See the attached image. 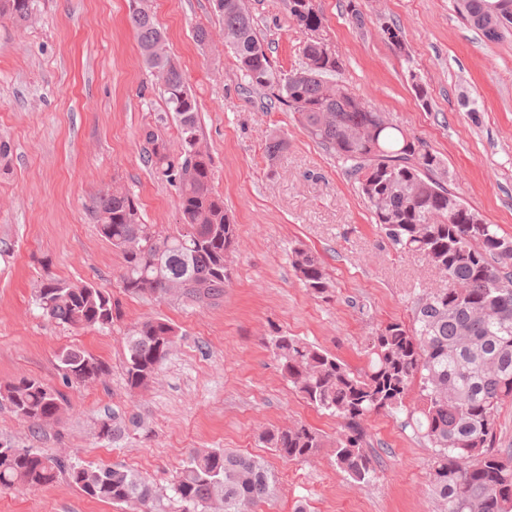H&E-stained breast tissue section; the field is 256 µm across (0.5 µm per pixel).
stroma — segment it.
Returning <instances> with one entry per match:
<instances>
[{
    "mask_svg": "<svg viewBox=\"0 0 512 512\" xmlns=\"http://www.w3.org/2000/svg\"><path fill=\"white\" fill-rule=\"evenodd\" d=\"M162 28L199 105L213 157L212 186L235 218L237 249L224 296L208 305L124 295L121 254L98 232L100 191L119 184L137 197L159 234L177 222V192L144 161L147 127L170 147L174 115L146 69L129 24V0H37L34 20L0 19V138L11 154L0 173V386L22 375L61 389L59 420L32 432L0 408V440L21 448L138 472L157 491L156 512H178L173 477L187 453L230 448L263 459L274 497L251 512H436L434 454L405 413L369 416L364 426L380 466L368 485L347 480L331 449L286 461L259 444L261 432L299 422L335 439L340 420L308 406L266 347L283 330L364 368L369 336L409 320L424 289L441 280L416 253H400L381 232L334 157L313 142L287 107L271 108L247 88L211 0H144ZM287 0H247L275 68L299 62L304 40ZM325 31L343 59L349 90L384 112L440 157L449 188L512 236V32L487 40L454 0H318ZM359 9L363 25L351 19ZM211 31L207 46L197 25ZM399 27L401 45L386 37ZM421 83L426 99L417 98ZM288 147L269 159L273 138ZM316 251L333 285L312 296L290 251ZM88 282L112 293L122 317L108 329L76 330L45 316L34 291L47 279ZM162 317L177 342L147 388L125 383V332ZM79 344L107 374L64 386L56 353ZM142 427L98 438L106 414ZM0 512H135L87 499L66 479L38 489H0Z\"/></svg>",
    "mask_w": 512,
    "mask_h": 512,
    "instance_id": "35a3bbf8",
    "label": "stroma"
}]
</instances>
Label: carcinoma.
Returning <instances> with one entry per match:
<instances>
[{
  "instance_id": "1",
  "label": "carcinoma",
  "mask_w": 512,
  "mask_h": 512,
  "mask_svg": "<svg viewBox=\"0 0 512 512\" xmlns=\"http://www.w3.org/2000/svg\"><path fill=\"white\" fill-rule=\"evenodd\" d=\"M224 23L239 70L248 85L288 107L308 137L336 158L386 237L404 252L425 255L448 282L416 301L411 323L390 320L369 338L362 371L327 350L278 330L268 346L282 377L310 406L343 422L332 443L336 469L367 485L377 473L364 421L380 412L407 411V423L433 448L429 482L440 512H512V454L495 448L497 416L512 401V237L501 235L482 214L446 186L441 159L426 142L390 123L384 113L331 76L343 63L329 49L318 0H288L292 20L306 34L300 62L276 71L269 47L257 32L245 0H212ZM456 11L494 41L512 28V0H455ZM35 0H0V17L25 25ZM129 21L144 64L164 75L160 94L176 121L179 151L173 155L161 132L144 130L146 162L177 191L181 228L160 235L145 223L135 195L117 186L99 194V233L122 256L120 288L130 296L179 297L212 304L229 281L226 258L235 251L237 227L212 187L213 160L203 144L198 102L178 63L165 51L166 37L153 15L135 7ZM145 250L129 249L133 240ZM292 266L311 295L331 292L319 256L305 248L291 253ZM36 302L53 320L75 329L110 328L121 307L108 291L90 284L49 279ZM177 327L149 318L127 331L125 381L131 390L156 377L174 343L161 345ZM65 385L100 379L108 364L72 344L57 354ZM418 385L420 404L406 410ZM65 396L32 376L0 388L5 406L33 427L54 421ZM98 435L115 440L116 421L97 424ZM259 442L283 460L300 461L325 447L322 434L305 424L271 427ZM90 499L138 506L152 512L153 485L116 466L69 462L32 449L0 453V488L40 487L59 475ZM172 490L182 512H249L274 492L264 461L223 448L194 451L177 471Z\"/></svg>"
}]
</instances>
